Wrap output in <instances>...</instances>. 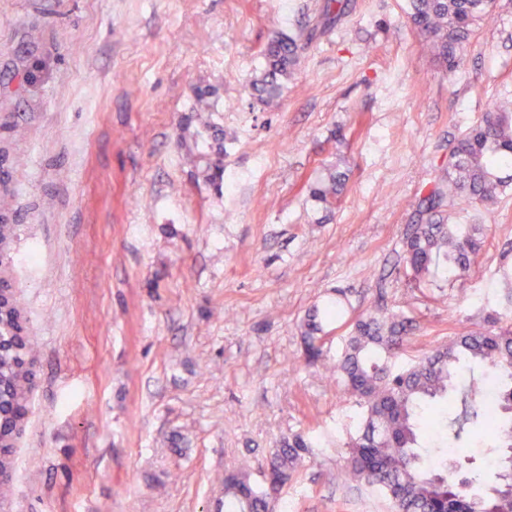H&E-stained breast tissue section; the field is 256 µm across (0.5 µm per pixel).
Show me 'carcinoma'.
<instances>
[{
  "label": "carcinoma",
  "mask_w": 512,
  "mask_h": 512,
  "mask_svg": "<svg viewBox=\"0 0 512 512\" xmlns=\"http://www.w3.org/2000/svg\"><path fill=\"white\" fill-rule=\"evenodd\" d=\"M492 16L490 0H409L408 20L431 52L435 64L452 73L475 25ZM305 38L283 32L264 47L263 67L252 82L253 96L265 104L294 76ZM512 166V112L496 106L466 131L448 151V176L419 193L413 208L421 222L401 239L405 273L416 285L453 282L479 256L484 239L477 224H446L452 213L475 202L493 203L512 186L500 176ZM336 173L310 186L311 197L329 206L343 190ZM347 293L314 309L305 324L309 358L322 357L324 326L343 323L348 336L336 363L343 392L358 407L356 431L347 442V482L377 489L391 512H512V468L503 450H512V325L493 323L478 331L460 330L433 351L400 361L414 320L360 314L345 320ZM6 358L0 375L4 397L25 387L17 367ZM481 440L494 459L496 482L485 479L480 463L456 478L448 463L475 460L469 448ZM302 434L282 437L262 464L257 483L244 468L224 474L225 512H275L283 489L296 480L308 454Z\"/></svg>",
  "instance_id": "1"
}]
</instances>
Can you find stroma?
Segmentation results:
<instances>
[{
    "mask_svg": "<svg viewBox=\"0 0 512 512\" xmlns=\"http://www.w3.org/2000/svg\"><path fill=\"white\" fill-rule=\"evenodd\" d=\"M324 2L0 0V215L37 362L11 512H224L225 471L298 432L310 452L275 512H386L343 479L344 331L310 361L309 312L345 288L349 314L413 316L408 359L512 324V189L451 215L485 240L455 284L414 287L400 258L408 200L512 106V0L453 73L408 0H346L337 23ZM313 28L277 102L254 99L268 38ZM329 171L331 208L308 192Z\"/></svg>",
    "mask_w": 512,
    "mask_h": 512,
    "instance_id": "35a3bbf8",
    "label": "stroma"
}]
</instances>
